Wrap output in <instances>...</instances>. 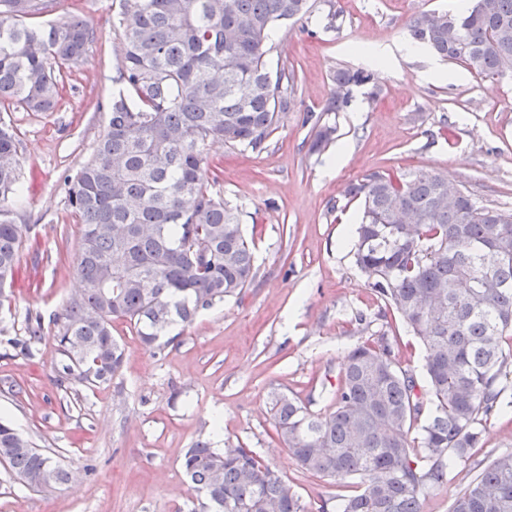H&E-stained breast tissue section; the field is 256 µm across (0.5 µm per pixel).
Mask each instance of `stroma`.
Masks as SVG:
<instances>
[{"mask_svg": "<svg viewBox=\"0 0 512 512\" xmlns=\"http://www.w3.org/2000/svg\"><path fill=\"white\" fill-rule=\"evenodd\" d=\"M462 0H320L309 18L282 23L267 55L271 70H294L295 104L262 151L218 142L207 152L221 174L213 190L237 208L253 241L255 277L240 295L175 325L160 347L145 348L118 320L126 349L120 372L97 386H57L60 354L53 318L79 286L80 226L62 179L85 163L103 133L105 103L122 63L119 0H61L50 20L80 9L96 31L68 71L55 112L11 110L19 131L21 202L7 203L28 225L0 332L23 337L41 318L32 356L0 344V420L76 473L49 493L27 488L0 464V512H201L181 467L198 441L244 446L288 480L310 512H336L334 481L304 472L275 434L273 395L311 410L331 408L347 353L387 335L403 368L425 384L424 349L399 315L368 289L354 263L360 202L352 183L372 172L447 171L480 204L512 210V76L493 83L461 64L429 69L432 53L406 54L407 19L456 11ZM336 10L335 27L325 16ZM370 69L375 87L353 90L350 106L326 111L337 68ZM335 126L321 152L310 149L313 118ZM344 161L325 167L336 154ZM512 451V413L492 416L469 464L480 469Z\"/></svg>", "mask_w": 512, "mask_h": 512, "instance_id": "obj_1", "label": "stroma"}]
</instances>
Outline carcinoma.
I'll use <instances>...</instances> for the list:
<instances>
[{
    "label": "carcinoma",
    "mask_w": 512,
    "mask_h": 512,
    "mask_svg": "<svg viewBox=\"0 0 512 512\" xmlns=\"http://www.w3.org/2000/svg\"><path fill=\"white\" fill-rule=\"evenodd\" d=\"M55 4L0 0V105L57 110L67 70L95 33L79 14L32 22ZM312 7L310 0H121L120 88L90 159L64 177L81 226V288L55 316L59 386H96L119 372L125 350L113 320L153 347L172 326L252 281V249L238 210L211 191L217 175L206 146L264 148L295 93L294 73L269 71L268 44L280 23ZM407 27L414 43L489 81L512 73V0L420 12ZM373 79L368 70L337 69L324 111L344 110L351 88ZM314 129L310 149L320 152L335 128ZM18 142L15 126L0 119L1 202L20 196ZM350 193L362 205L356 265L422 340L427 388L418 390L383 335L348 353L333 410L312 412L282 394L272 401L274 427L304 471L355 487L338 512H421L425 491L448 483L478 447L483 423L512 408L501 387L512 374V211L449 187L445 170L374 171ZM26 232L0 209V305ZM43 335L41 319H31L28 335L7 344L30 356ZM0 461L33 491L71 480L70 470L2 421ZM182 468L205 512H309L249 448L199 442ZM449 512H512V453L471 476Z\"/></svg>",
    "instance_id": "carcinoma-1"
}]
</instances>
